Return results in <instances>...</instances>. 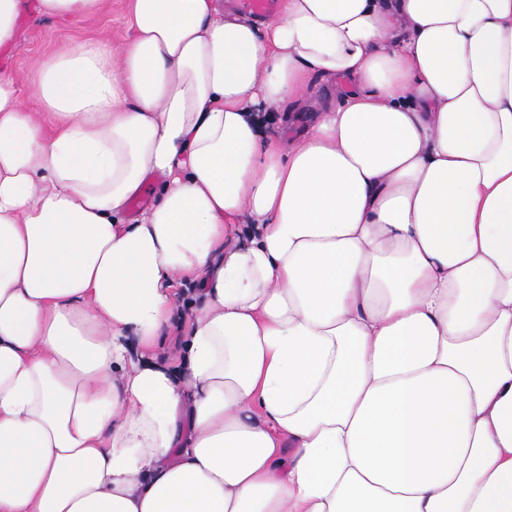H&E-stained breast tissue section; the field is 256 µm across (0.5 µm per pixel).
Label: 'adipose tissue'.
<instances>
[{"instance_id": "adipose-tissue-1", "label": "adipose tissue", "mask_w": 512, "mask_h": 512, "mask_svg": "<svg viewBox=\"0 0 512 512\" xmlns=\"http://www.w3.org/2000/svg\"><path fill=\"white\" fill-rule=\"evenodd\" d=\"M109 3L0 0V52ZM36 73L0 79V512H512V0H132ZM188 286L180 371L144 361ZM310 107L311 106L308 105L307 108H298L293 111L289 110V112H292L291 113L292 117L290 120H288V133H290L292 131L295 133L297 132V130L304 123L303 119L297 118V114H299L300 112H311L312 109ZM265 112L266 113H264V116H265V121H266V130L270 131V134L272 136L280 133L281 130L284 128L283 127L284 124L281 123V119L283 118V116L285 114H287L288 106H286L284 108H279V109H275V108L268 109Z\"/></svg>"}]
</instances>
